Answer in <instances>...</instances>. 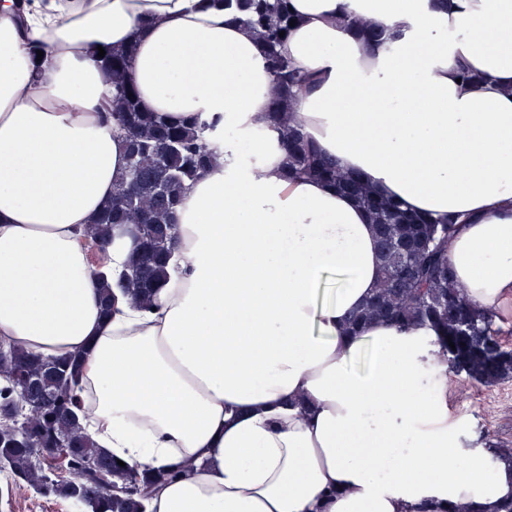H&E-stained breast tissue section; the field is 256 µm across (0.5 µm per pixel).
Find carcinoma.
I'll use <instances>...</instances> for the list:
<instances>
[{
    "mask_svg": "<svg viewBox=\"0 0 512 512\" xmlns=\"http://www.w3.org/2000/svg\"><path fill=\"white\" fill-rule=\"evenodd\" d=\"M239 12L265 48L271 74L267 131L288 147V175L322 181L349 195L366 212L377 240L381 277L367 302L353 312L346 331L357 335L371 323L430 324L441 330L448 363L482 385L512 378V348L502 338L497 315L469 300L448 262V243L459 219L412 213L377 195L357 174L322 156L292 118L296 99L311 81L283 53L293 16L288 0H222ZM368 45L385 33L352 18ZM134 48L105 49L100 59L112 89L109 109L127 140V167L95 220L100 241L132 226L137 240L122 277L134 303L147 309L167 277L176 212L183 190L214 166L219 154L209 138L217 120L199 115L174 122L141 109L129 78ZM455 347H450L449 342ZM82 356L43 358L22 348L0 350V462L15 481L47 496L68 500L82 512H144L143 500L172 473L141 474L121 467L86 434L75 390Z\"/></svg>",
    "mask_w": 512,
    "mask_h": 512,
    "instance_id": "1",
    "label": "carcinoma"
}]
</instances>
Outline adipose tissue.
<instances>
[{"label":"adipose tissue","mask_w":512,"mask_h":512,"mask_svg":"<svg viewBox=\"0 0 512 512\" xmlns=\"http://www.w3.org/2000/svg\"><path fill=\"white\" fill-rule=\"evenodd\" d=\"M289 9L283 51L314 81L297 123L379 195L458 216L457 283L512 319V0ZM353 17L385 42H361ZM100 46L133 47L145 111L232 131L181 196L151 310L120 297L108 317L100 274L132 246L108 245L102 269L87 246L126 167ZM465 69L482 83L461 82ZM270 86L249 28L200 0H0V340L83 353L86 430L125 465L192 461L149 512H498L512 466L449 421L437 331L346 333L380 276L376 239L349 196L288 177L287 148L263 129Z\"/></svg>","instance_id":"1"}]
</instances>
